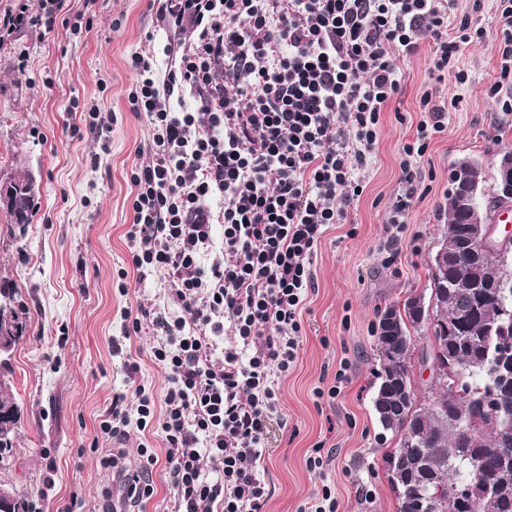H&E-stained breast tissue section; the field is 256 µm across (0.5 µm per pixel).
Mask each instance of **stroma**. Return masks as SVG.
<instances>
[{
    "label": "stroma",
    "mask_w": 512,
    "mask_h": 512,
    "mask_svg": "<svg viewBox=\"0 0 512 512\" xmlns=\"http://www.w3.org/2000/svg\"><path fill=\"white\" fill-rule=\"evenodd\" d=\"M469 16L485 31L459 61L468 79L446 77L445 97H458L444 129L415 162L427 197L406 218L400 254L386 263L392 233L386 219L401 188L399 162L423 120L419 99L428 89L427 55L397 58L400 91L381 115L376 149L365 169L364 193L346 221L328 226L312 256L314 286L302 308V338L294 367L279 381L282 421L268 434L261 478L267 512H298L330 487L336 512H396L384 455L396 438L373 410L380 366L375 336L385 306L429 286L431 258L442 239L444 205L456 163L480 160L485 190L502 152L512 150V112L488 99L497 74L495 0H457L448 22ZM166 35L149 0H70L67 24L30 27L0 46V186L27 173L35 181V209L18 237L0 202V281L18 292L27 328L10 359L8 391L20 406L10 457L0 461V486L24 501L42 497V512L78 495L84 512H98L100 490L110 484L100 459L123 447L135 468L142 434L126 439L99 430L114 392L137 382L162 397L166 378L149 351L153 340L131 338L128 358L112 354L122 338L124 309L166 305L171 286L161 272L139 277L131 268L127 233L131 171L148 159L151 127L135 117L128 93L136 80L133 54L161 55ZM28 53L26 71L16 56ZM112 116L108 147L84 129L91 110ZM129 288L119 293L118 273ZM140 365L128 373L126 359ZM349 384L336 399L317 397L338 370ZM320 447L321 470L307 459Z\"/></svg>",
    "instance_id": "1"
}]
</instances>
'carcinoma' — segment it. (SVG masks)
Here are the masks:
<instances>
[{
    "label": "carcinoma",
    "mask_w": 512,
    "mask_h": 512,
    "mask_svg": "<svg viewBox=\"0 0 512 512\" xmlns=\"http://www.w3.org/2000/svg\"><path fill=\"white\" fill-rule=\"evenodd\" d=\"M478 183L479 208L492 209L499 198L484 190L482 165L471 160ZM465 173L456 169L446 196L448 224L442 246L448 247V269L431 272L430 296L409 294L384 308L379 315L376 352L380 383L373 407L381 427L398 438V446L385 456L391 490L407 486L412 492L441 491L435 512H512V431L503 429L502 418H512V354L499 349L512 321L502 318L512 310V294L503 296L495 284L504 265L494 255L469 258L458 266L456 251L466 248V218L452 197ZM20 235L31 224L34 199L22 206H7ZM464 274L470 288H450L451 279ZM438 334L446 352L436 380L417 395L413 378L414 333L422 329ZM495 404L484 411V400ZM20 408L14 398L0 396V460L11 452ZM468 488L460 497L456 487Z\"/></svg>",
    "instance_id": "1"
}]
</instances>
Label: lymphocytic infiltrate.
I'll return each instance as SVG.
<instances>
[{"instance_id":"1","label":"lymphocytic infiltrate","mask_w":512,"mask_h":512,"mask_svg":"<svg viewBox=\"0 0 512 512\" xmlns=\"http://www.w3.org/2000/svg\"><path fill=\"white\" fill-rule=\"evenodd\" d=\"M67 0H14L0 44L18 31L53 29ZM454 0H152L169 62L133 55L129 102L152 127L148 160L131 174L132 266L161 271L169 307L124 310L125 337L153 336L166 374L155 402L143 385L114 393L99 428L160 435L138 448L130 507L154 494L163 466L174 512H265L260 478L278 381L293 366L312 255L328 225L347 219L360 175L400 88L396 56L429 51L428 77L457 84L455 64L481 41ZM499 71L486 89L512 111V0H496ZM189 40H182L184 31ZM193 108L172 109L185 96ZM416 136L403 148L402 192L387 221L403 233L420 201L415 158L444 128L447 105L420 98Z\"/></svg>"}]
</instances>
